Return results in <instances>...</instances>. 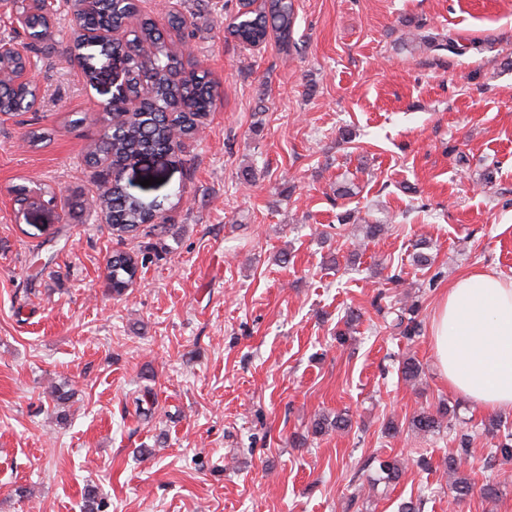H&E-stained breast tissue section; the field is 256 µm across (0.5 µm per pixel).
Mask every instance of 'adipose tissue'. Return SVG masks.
Masks as SVG:
<instances>
[{"label":"adipose tissue","mask_w":512,"mask_h":512,"mask_svg":"<svg viewBox=\"0 0 512 512\" xmlns=\"http://www.w3.org/2000/svg\"><path fill=\"white\" fill-rule=\"evenodd\" d=\"M430 336L450 389L487 412L512 410V279L472 270L440 298Z\"/></svg>","instance_id":"adipose-tissue-1"}]
</instances>
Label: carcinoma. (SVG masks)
<instances>
[{
	"mask_svg": "<svg viewBox=\"0 0 512 512\" xmlns=\"http://www.w3.org/2000/svg\"><path fill=\"white\" fill-rule=\"evenodd\" d=\"M136 7L130 2L121 6L120 12L112 13V5L103 2L99 9L84 17L90 26L119 23L135 15ZM295 9L293 0H263L256 9L239 12L229 26V34L239 42L249 46H260L270 33H275L282 49L296 48L294 39ZM117 60L128 75L129 90L136 94L143 83L150 84L152 104L150 117L138 118L134 115L117 122L104 133V137L88 153L89 162L97 163L96 157L112 155L116 165H133L140 155L147 151H169L181 148V140L194 134L205 123L214 110L215 98L212 81L203 71L186 69L180 58L172 53L164 33L154 20L146 17L137 19L136 26L129 31L124 43L117 46ZM105 49H99L101 61L109 59ZM33 95V90H16L7 84H0V111L16 112L24 97ZM97 194L104 198L112 216V223L123 224L136 230L148 223L154 215L145 211L144 203L129 196L118 181L97 187ZM139 272L138 260L130 254L117 252L108 265V280L116 294H121L122 286L131 282ZM417 304L401 307L396 315L397 326L408 339L419 335L416 320ZM410 424L420 432L429 433L440 427L439 416L427 410L415 414ZM352 427L351 419L338 414L330 419L324 415L312 424L313 433L322 434L329 428L344 431ZM484 432L497 440L491 449V457L512 459V428L498 415L484 422ZM469 457V439L463 434L458 439L456 453L445 458V470L453 478L454 500L464 501L474 491V484L467 477L463 464ZM376 481L385 487L398 481L403 467L395 460L375 457Z\"/></svg>",
	"mask_w": 512,
	"mask_h": 512,
	"instance_id": "obj_1",
	"label": "carcinoma"
}]
</instances>
